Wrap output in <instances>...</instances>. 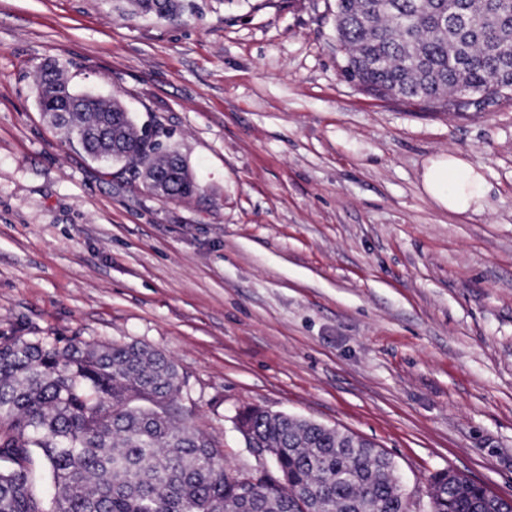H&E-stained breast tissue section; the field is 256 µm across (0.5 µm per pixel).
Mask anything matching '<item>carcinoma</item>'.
<instances>
[{"instance_id": "obj_1", "label": "carcinoma", "mask_w": 512, "mask_h": 512, "mask_svg": "<svg viewBox=\"0 0 512 512\" xmlns=\"http://www.w3.org/2000/svg\"><path fill=\"white\" fill-rule=\"evenodd\" d=\"M160 21L199 16L195 0H127ZM342 73L389 99L446 108L471 91L512 92V0H336ZM42 112L66 111L87 136L86 150L170 175L176 151L151 140L119 100L73 92L47 65L35 78ZM189 172L172 199L193 196ZM182 387L174 363L146 345L48 342L0 336V512H405L391 457L367 441L344 448L345 434L287 414L250 407L237 416L247 446L273 449L259 489L241 478L200 429L176 420ZM41 460L54 488L36 494ZM431 478L434 512H487L482 489L458 472Z\"/></svg>"}]
</instances>
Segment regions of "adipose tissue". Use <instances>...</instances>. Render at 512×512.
<instances>
[{
    "label": "adipose tissue",
    "mask_w": 512,
    "mask_h": 512,
    "mask_svg": "<svg viewBox=\"0 0 512 512\" xmlns=\"http://www.w3.org/2000/svg\"><path fill=\"white\" fill-rule=\"evenodd\" d=\"M422 186L438 205L454 213L481 210L489 192L480 167L452 155L429 160Z\"/></svg>",
    "instance_id": "obj_1"
}]
</instances>
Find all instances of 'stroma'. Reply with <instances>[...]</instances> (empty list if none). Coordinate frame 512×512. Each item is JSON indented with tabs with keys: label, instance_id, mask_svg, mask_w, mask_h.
<instances>
[{
	"label": "stroma",
	"instance_id": "obj_1",
	"mask_svg": "<svg viewBox=\"0 0 512 512\" xmlns=\"http://www.w3.org/2000/svg\"><path fill=\"white\" fill-rule=\"evenodd\" d=\"M198 2L169 23L0 0V336L165 352L178 416L236 474L258 406L383 449L408 512L445 470L512 497V95L381 99L342 75L335 0ZM49 61L177 149L199 192L69 147L37 105ZM442 154L482 166L484 211L424 192ZM172 164L179 172L182 171V168L185 166V163L180 156H174L172 158ZM141 177L145 184L149 186L154 193L158 195H168L170 193L171 190L168 188V183L161 181L160 177L155 172L143 169L141 171ZM172 183V192L168 195L171 199H185L192 197L198 189L194 178L189 173L186 166L185 172L182 173L181 176L176 175V180L172 179Z\"/></svg>",
	"mask_w": 512,
	"mask_h": 512
}]
</instances>
